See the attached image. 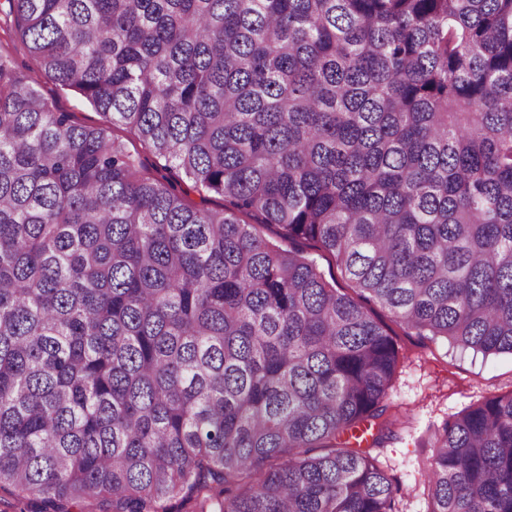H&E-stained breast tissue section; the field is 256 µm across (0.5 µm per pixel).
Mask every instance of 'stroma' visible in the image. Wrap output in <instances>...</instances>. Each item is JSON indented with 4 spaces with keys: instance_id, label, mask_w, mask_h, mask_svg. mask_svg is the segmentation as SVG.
<instances>
[{
    "instance_id": "1",
    "label": "stroma",
    "mask_w": 512,
    "mask_h": 512,
    "mask_svg": "<svg viewBox=\"0 0 512 512\" xmlns=\"http://www.w3.org/2000/svg\"><path fill=\"white\" fill-rule=\"evenodd\" d=\"M34 81L77 124L102 123L99 112L50 78L38 74ZM375 316L394 338L400 354L388 403L407 417L373 454L380 468L401 487L398 512H427L432 435L448 418L492 396L512 392V355L486 356L440 338L415 335L384 309H376Z\"/></svg>"
}]
</instances>
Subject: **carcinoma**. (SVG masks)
Listing matches in <instances>:
<instances>
[{
    "mask_svg": "<svg viewBox=\"0 0 512 512\" xmlns=\"http://www.w3.org/2000/svg\"><path fill=\"white\" fill-rule=\"evenodd\" d=\"M8 3L106 124L0 50V490L396 512L372 450L399 350L373 308L512 354V0ZM112 126L232 208L189 206ZM261 224L334 254L359 300ZM433 448L428 512H512V393ZM33 78L37 86L46 98L60 111L70 112L73 121L80 125L96 126L103 122V116L85 103L79 96L72 92L61 90L50 78L26 71Z\"/></svg>",
    "mask_w": 512,
    "mask_h": 512,
    "instance_id": "cac0c4a2",
    "label": "carcinoma"
}]
</instances>
